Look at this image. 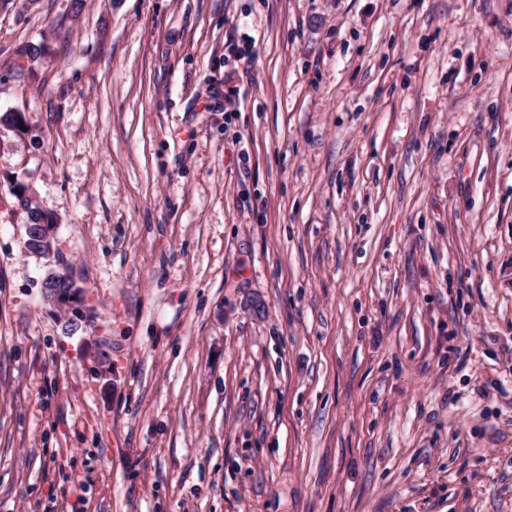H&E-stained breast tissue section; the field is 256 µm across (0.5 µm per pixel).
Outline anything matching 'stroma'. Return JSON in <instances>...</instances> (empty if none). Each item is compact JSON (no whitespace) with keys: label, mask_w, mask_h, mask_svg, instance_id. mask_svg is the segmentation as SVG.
I'll list each match as a JSON object with an SVG mask.
<instances>
[{"label":"stroma","mask_w":512,"mask_h":512,"mask_svg":"<svg viewBox=\"0 0 512 512\" xmlns=\"http://www.w3.org/2000/svg\"><path fill=\"white\" fill-rule=\"evenodd\" d=\"M4 112L0 512H512V0H0ZM25 187H21V200L27 215V244L34 250L32 253L35 255H45L57 257V238L55 236L56 224H51L53 219L45 217V213L40 211L36 206H33V201L24 195ZM46 221V222H45ZM36 224V225H35ZM35 225V226H33ZM42 288V298L46 295V292L44 291L45 288H51L54 290L58 297V306L70 312V317L68 318V326L70 327V330H76L79 327L78 322H82L78 311L79 305L77 302L72 300L71 286L69 285L68 280L62 275L61 271L53 269L48 270L44 276Z\"/></svg>","instance_id":"obj_1"}]
</instances>
